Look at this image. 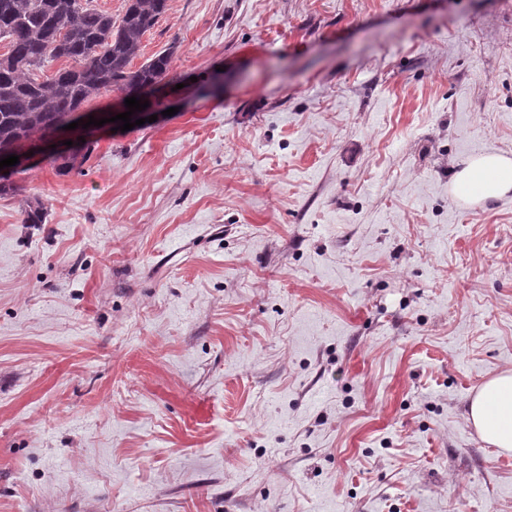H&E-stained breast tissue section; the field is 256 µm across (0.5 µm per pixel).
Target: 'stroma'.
<instances>
[{"label":"stroma","mask_w":512,"mask_h":512,"mask_svg":"<svg viewBox=\"0 0 512 512\" xmlns=\"http://www.w3.org/2000/svg\"><path fill=\"white\" fill-rule=\"evenodd\" d=\"M155 122L0 196V512H512V0H167ZM39 199L46 219L27 224ZM451 192L473 205L512 191V158L497 152L465 160L449 183ZM468 420L483 441L512 452V370L482 385L471 399Z\"/></svg>","instance_id":"1"}]
</instances>
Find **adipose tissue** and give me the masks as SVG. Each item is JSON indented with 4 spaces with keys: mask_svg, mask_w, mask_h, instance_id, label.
I'll list each match as a JSON object with an SVG mask.
<instances>
[{
    "mask_svg": "<svg viewBox=\"0 0 512 512\" xmlns=\"http://www.w3.org/2000/svg\"><path fill=\"white\" fill-rule=\"evenodd\" d=\"M449 187L473 205L512 192V157L490 152L465 160ZM468 419L478 436L505 452H512V370L486 381L473 396Z\"/></svg>",
    "mask_w": 512,
    "mask_h": 512,
    "instance_id": "obj_1",
    "label": "adipose tissue"
}]
</instances>
